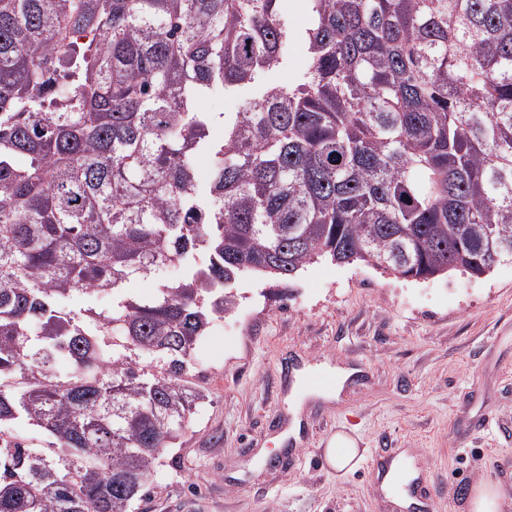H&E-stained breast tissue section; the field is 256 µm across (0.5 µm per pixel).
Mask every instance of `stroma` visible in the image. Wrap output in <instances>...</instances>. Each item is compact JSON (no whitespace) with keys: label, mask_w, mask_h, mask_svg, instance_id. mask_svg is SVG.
Returning <instances> with one entry per match:
<instances>
[{"label":"stroma","mask_w":512,"mask_h":512,"mask_svg":"<svg viewBox=\"0 0 512 512\" xmlns=\"http://www.w3.org/2000/svg\"><path fill=\"white\" fill-rule=\"evenodd\" d=\"M289 22L287 61L258 85L291 84L307 66L311 15ZM234 291L188 369L200 411L133 512H381L367 468L316 460L335 427L370 453L412 449L437 486L428 512H470L481 481L512 499V263L415 281L321 260L278 287L243 274ZM323 362L354 373L337 399L305 398L296 446L270 463L291 412L282 365Z\"/></svg>","instance_id":"1"}]
</instances>
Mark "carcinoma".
<instances>
[{"instance_id":"cac0c4a2","label":"carcinoma","mask_w":512,"mask_h":512,"mask_svg":"<svg viewBox=\"0 0 512 512\" xmlns=\"http://www.w3.org/2000/svg\"><path fill=\"white\" fill-rule=\"evenodd\" d=\"M281 2L0 0V512L147 497L246 272L512 262V0H309L298 80L200 111L284 65Z\"/></svg>"}]
</instances>
